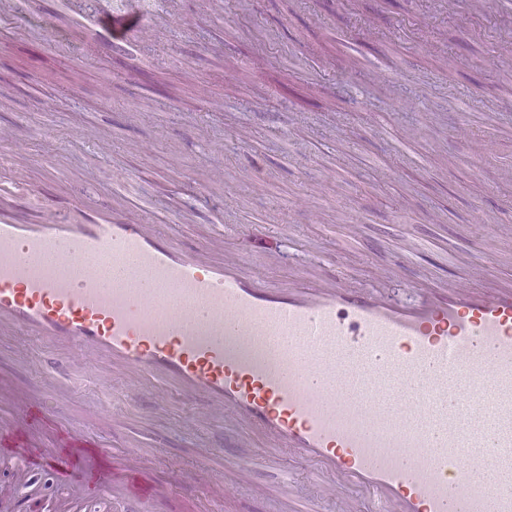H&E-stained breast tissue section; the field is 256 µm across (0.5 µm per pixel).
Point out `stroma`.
<instances>
[{"label": "stroma", "mask_w": 512, "mask_h": 512, "mask_svg": "<svg viewBox=\"0 0 512 512\" xmlns=\"http://www.w3.org/2000/svg\"><path fill=\"white\" fill-rule=\"evenodd\" d=\"M113 2L0 0V180L103 210L117 189L128 219L151 214L191 242L231 226L228 251L273 252L260 271L282 284L336 275L400 299L424 271L456 276L449 249L477 286L512 277L488 265L497 225H512V69L496 64L512 54V13L492 0L445 12L433 0H142L149 36L102 54L99 17ZM446 56L456 69L440 70ZM462 124L471 138L455 136ZM412 239L429 250L386 276ZM51 354L0 335V374L114 445L131 432L163 440L146 469L172 512H206L219 472L206 491L184 475L216 433L178 405L143 413L139 392L102 388L89 370L58 400L37 368ZM108 403L125 428L85 417ZM291 475L314 495L285 457L223 512H276L274 489Z\"/></svg>", "instance_id": "1"}]
</instances>
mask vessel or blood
I'll return each mask as SVG.
<instances>
[{
  "label": "vessel or blood",
  "instance_id": "vessel-or-blood-1",
  "mask_svg": "<svg viewBox=\"0 0 512 512\" xmlns=\"http://www.w3.org/2000/svg\"><path fill=\"white\" fill-rule=\"evenodd\" d=\"M103 49L142 36L139 7L104 23ZM0 206V332L56 347L51 386L71 371L145 389L147 408L187 406L193 427L232 422L267 453L214 449L224 491L288 455L339 500L338 512H512V289L476 294L459 275L412 304L336 279L282 288L156 225L32 192ZM0 377V456L18 493L51 474L79 485L75 512H168L139 465L149 450L91 436L61 447ZM282 512H321L288 482Z\"/></svg>",
  "mask_w": 512,
  "mask_h": 512
}]
</instances>
